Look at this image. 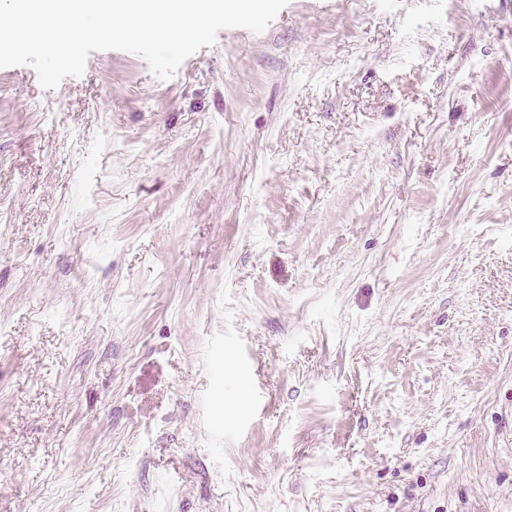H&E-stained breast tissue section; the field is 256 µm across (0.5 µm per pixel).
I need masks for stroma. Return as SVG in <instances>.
Instances as JSON below:
<instances>
[{
	"label": "stroma",
	"instance_id": "stroma-1",
	"mask_svg": "<svg viewBox=\"0 0 512 512\" xmlns=\"http://www.w3.org/2000/svg\"><path fill=\"white\" fill-rule=\"evenodd\" d=\"M0 512H512V0L0 68Z\"/></svg>",
	"mask_w": 512,
	"mask_h": 512
}]
</instances>
